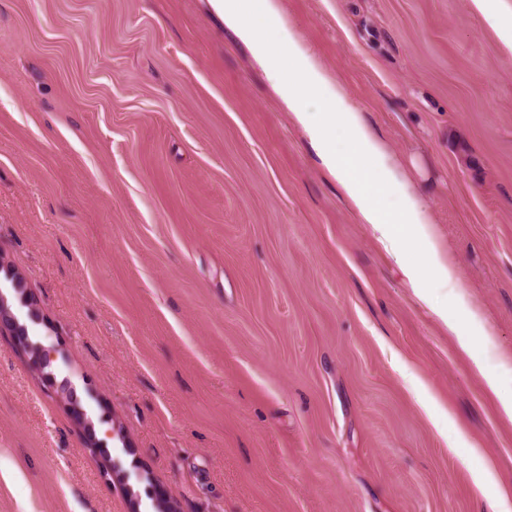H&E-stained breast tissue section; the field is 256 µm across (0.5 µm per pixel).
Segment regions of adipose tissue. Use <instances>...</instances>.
Listing matches in <instances>:
<instances>
[{"mask_svg":"<svg viewBox=\"0 0 512 512\" xmlns=\"http://www.w3.org/2000/svg\"><path fill=\"white\" fill-rule=\"evenodd\" d=\"M251 48L289 111L308 133L326 170L382 243L402 256L404 240L421 249L420 268L409 269L419 297L428 285L444 290L437 314L457 336L487 388L500 397V412L512 421V396L501 393L496 347L478 312L466 303L453 265L444 257L426 204L416 195L393 156L364 123L359 107L334 83L284 20L279 0H213Z\"/></svg>","mask_w":512,"mask_h":512,"instance_id":"adipose-tissue-1","label":"adipose tissue"}]
</instances>
